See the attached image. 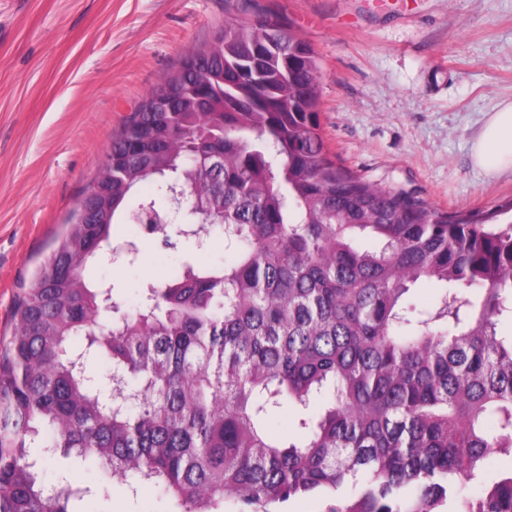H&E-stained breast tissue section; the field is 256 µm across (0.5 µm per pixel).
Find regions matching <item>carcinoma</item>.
Masks as SVG:
<instances>
[{"mask_svg":"<svg viewBox=\"0 0 512 512\" xmlns=\"http://www.w3.org/2000/svg\"><path fill=\"white\" fill-rule=\"evenodd\" d=\"M319 62L290 25L230 18L112 138L88 196L18 300L0 353V512H77L39 447L162 487L178 512L319 494L326 512H512V199L442 211L356 174L321 130ZM149 182L151 197L130 205ZM218 229L124 311L87 272L142 207ZM435 285L434 305L408 294ZM109 362L100 376L89 358ZM292 407L297 435L274 432ZM512 466V450L499 452L485 462L486 480L488 483L495 481L498 476L506 471H510Z\"/></svg>","mask_w":512,"mask_h":512,"instance_id":"carcinoma-1","label":"carcinoma"}]
</instances>
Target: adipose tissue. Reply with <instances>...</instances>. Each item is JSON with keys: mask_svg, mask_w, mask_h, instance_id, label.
Masks as SVG:
<instances>
[{"mask_svg": "<svg viewBox=\"0 0 512 512\" xmlns=\"http://www.w3.org/2000/svg\"><path fill=\"white\" fill-rule=\"evenodd\" d=\"M472 157L479 167L512 171V101L489 116L473 141Z\"/></svg>", "mask_w": 512, "mask_h": 512, "instance_id": "adipose-tissue-1", "label": "adipose tissue"}]
</instances>
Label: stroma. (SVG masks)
Wrapping results in <instances>:
<instances>
[{
    "label": "stroma",
    "instance_id": "stroma-1",
    "mask_svg": "<svg viewBox=\"0 0 512 512\" xmlns=\"http://www.w3.org/2000/svg\"><path fill=\"white\" fill-rule=\"evenodd\" d=\"M291 24L319 63L320 122L337 162L444 211L512 198V173L474 164L489 112L512 101V0H0V344L13 312L90 187L112 138L150 90L205 49L226 17ZM101 260L94 279L137 301L186 256L222 242ZM85 512H170L152 483L111 482Z\"/></svg>",
    "mask_w": 512,
    "mask_h": 512
}]
</instances>
